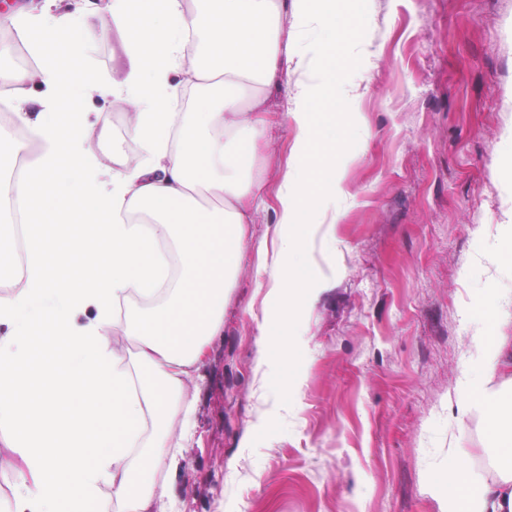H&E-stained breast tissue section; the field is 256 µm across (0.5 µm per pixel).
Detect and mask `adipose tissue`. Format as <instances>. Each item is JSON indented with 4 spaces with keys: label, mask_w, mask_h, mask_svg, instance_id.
I'll return each mask as SVG.
<instances>
[{
    "label": "adipose tissue",
    "mask_w": 512,
    "mask_h": 512,
    "mask_svg": "<svg viewBox=\"0 0 512 512\" xmlns=\"http://www.w3.org/2000/svg\"><path fill=\"white\" fill-rule=\"evenodd\" d=\"M333 0H106L100 12L57 14L51 0L5 15L22 31L33 68H0L15 117L29 139L23 176L0 189L23 205L27 250L0 295V428L21 476L5 512H97L110 486L122 512H155L152 479L176 466L175 428L189 430L186 382L224 327V299L247 243V224L264 202L255 172L273 88L289 91L280 121L293 132L291 162L277 190V246L261 254L263 319L277 333L260 346L257 373L290 343L295 302L287 281H317L297 256L291 226L303 223L317 187L311 164L314 75L327 55L320 37ZM88 31L121 37L109 79L89 70L72 38L74 15ZM201 89L195 108L177 112L180 77ZM40 84L37 112L27 87ZM130 101L138 151L102 166L85 132L78 90ZM493 342L474 337L480 384L458 382L457 411L480 397L496 474L466 490L461 451H448L438 479L440 512H512V304L488 297ZM87 322H79L84 312ZM134 345L124 365L116 338ZM153 432L142 437L145 422Z\"/></svg>",
    "instance_id": "ef3b65f1"
}]
</instances>
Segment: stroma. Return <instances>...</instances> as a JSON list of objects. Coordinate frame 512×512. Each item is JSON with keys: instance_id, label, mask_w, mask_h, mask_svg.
Listing matches in <instances>:
<instances>
[{"instance_id": "stroma-1", "label": "stroma", "mask_w": 512, "mask_h": 512, "mask_svg": "<svg viewBox=\"0 0 512 512\" xmlns=\"http://www.w3.org/2000/svg\"><path fill=\"white\" fill-rule=\"evenodd\" d=\"M313 115L315 181L343 175L336 222L301 244L323 288L291 317L295 343L259 379L265 338L258 247L277 228L293 138L269 126L265 203L249 226L224 332L189 384L192 433L161 474L162 512H440L434 483L460 447L468 488L491 479L479 413L457 383L480 379L472 338L496 334L490 294L512 298V0H336ZM82 42L112 75L113 33ZM355 86L337 102L339 85ZM97 150L134 154L132 105L85 92ZM297 384L279 393L282 363Z\"/></svg>"}]
</instances>
